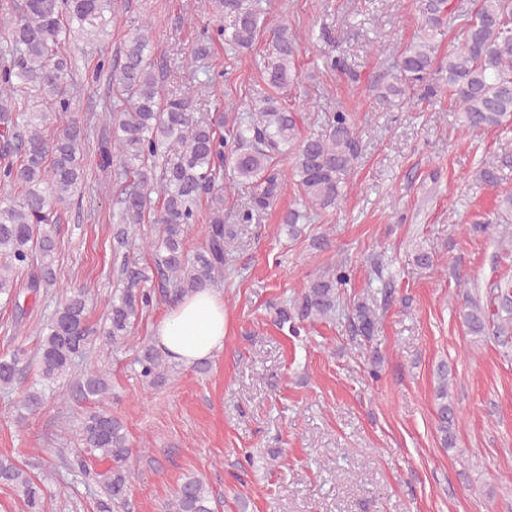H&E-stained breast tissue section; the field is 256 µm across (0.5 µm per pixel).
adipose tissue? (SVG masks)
Masks as SVG:
<instances>
[{"label":"adipose tissue","mask_w":512,"mask_h":512,"mask_svg":"<svg viewBox=\"0 0 512 512\" xmlns=\"http://www.w3.org/2000/svg\"><path fill=\"white\" fill-rule=\"evenodd\" d=\"M224 298L201 289L171 306L154 328V339L173 362L192 365L224 349Z\"/></svg>","instance_id":"ef3b65f1"}]
</instances>
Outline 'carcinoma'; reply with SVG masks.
Wrapping results in <instances>:
<instances>
[{"instance_id":"cac0c4a2","label":"carcinoma","mask_w":512,"mask_h":512,"mask_svg":"<svg viewBox=\"0 0 512 512\" xmlns=\"http://www.w3.org/2000/svg\"><path fill=\"white\" fill-rule=\"evenodd\" d=\"M264 0H212L218 15L231 18L216 34L233 50L250 51L268 35L262 74L268 88L284 92L299 82L301 40L283 22L266 29ZM449 0H419L421 26L416 40L394 61L396 76L374 85L376 101L388 108L409 89L434 97L448 89V98L470 131L512 126V0H477L476 10L459 15L460 42L448 52L445 65L436 63V38L448 17ZM122 12L121 0H10L0 12V303L14 311L17 345L0 355V392L15 390L27 368L38 379L16 406L23 422L42 410L46 392L56 391L71 377L84 400L97 408L79 419L81 448L77 452L104 461L102 492L96 512H119L132 481L129 438L122 422L105 407L110 385L105 369L80 370L97 342L115 350L126 347L142 315L161 298L174 304L216 284L224 277L237 239L235 224L224 223V188L248 190L247 205L236 212V224H251L274 207L287 178L294 180L302 208L288 209L281 223L288 234L299 231L307 211L336 208L350 184L361 153V130L354 113L337 106L313 115L288 108L263 92L243 113L226 112L216 103L210 112L197 108L198 90L187 87L163 95V69L151 58V23L130 21L120 60L100 58L88 79L107 74L122 107L105 113L97 133V167L118 168L125 185L117 197L123 224H154L141 248L151 252L150 268L130 254L122 255L117 286L106 303L101 322L89 319L92 289L67 288L41 329L35 347L19 339L27 308L23 293L37 298L55 285L56 205L82 199L86 172L81 153L85 128L71 114L73 84L68 81L73 57L64 52L66 33L93 41L107 33ZM30 89L44 108L31 110L16 93ZM68 119L56 135L45 131ZM288 160L291 168L281 162ZM479 177L495 185L502 179L496 160H481ZM158 192V205L151 193ZM207 207L206 239L186 248L192 226ZM471 230L495 237L498 249L512 256V228L490 220ZM346 263L309 279L301 295L285 302L276 321L298 335L304 323L331 317L347 284ZM156 281L158 292L145 287ZM490 306L468 288L456 294L460 315L474 336L512 346V275L488 284ZM351 341L369 342L377 324L376 301H361L347 315ZM134 363L149 388L169 382L173 366L150 340L136 347ZM436 409L444 446L452 448L455 407L448 402V364L437 365ZM56 475L48 466L33 476L8 456H0V486L16 492L26 512H53L48 485ZM168 512H217L215 497L203 476L182 479L167 504Z\"/></svg>"}]
</instances>
